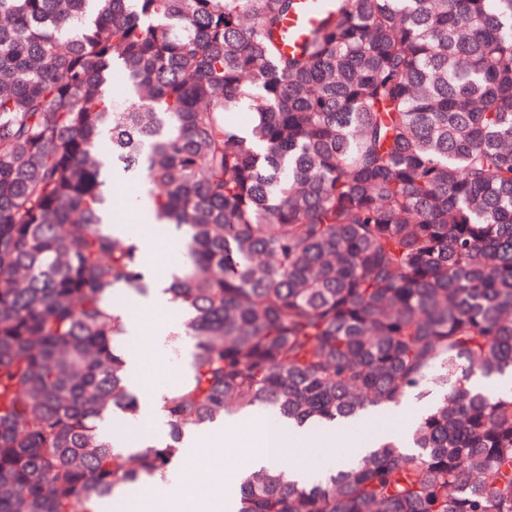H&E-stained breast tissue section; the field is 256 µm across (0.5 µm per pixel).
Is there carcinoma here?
<instances>
[{
	"instance_id": "obj_1",
	"label": "carcinoma",
	"mask_w": 512,
	"mask_h": 512,
	"mask_svg": "<svg viewBox=\"0 0 512 512\" xmlns=\"http://www.w3.org/2000/svg\"><path fill=\"white\" fill-rule=\"evenodd\" d=\"M320 6L286 51L298 0H0V512H100L231 413L424 397L407 443L247 472L236 512H512V0ZM116 170L179 236L195 339L168 440L124 449L114 296L154 273L102 223Z\"/></svg>"
}]
</instances>
